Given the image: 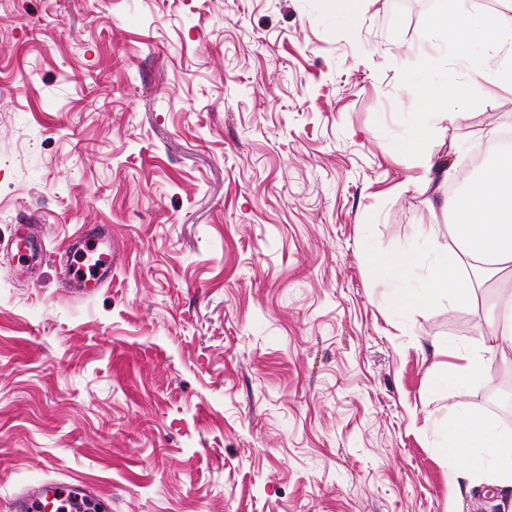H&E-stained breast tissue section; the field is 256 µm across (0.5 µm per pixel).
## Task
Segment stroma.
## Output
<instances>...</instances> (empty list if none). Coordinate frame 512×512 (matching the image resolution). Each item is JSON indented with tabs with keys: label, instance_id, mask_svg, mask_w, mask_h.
<instances>
[{
	"label": "stroma",
	"instance_id": "35a3bbf8",
	"mask_svg": "<svg viewBox=\"0 0 512 512\" xmlns=\"http://www.w3.org/2000/svg\"><path fill=\"white\" fill-rule=\"evenodd\" d=\"M433 5L0 0V512L75 478L112 512H512L456 494L446 450L461 412L512 434V352L434 367L491 344L512 270L460 309L398 301L456 250L407 147L419 86L470 77L428 67ZM487 94L438 132L449 184L512 131ZM85 235L112 254L89 294ZM418 260L417 253L404 252L393 262L374 260L371 266V271L375 278L384 280L396 270L415 268L418 264Z\"/></svg>",
	"mask_w": 512,
	"mask_h": 512
}]
</instances>
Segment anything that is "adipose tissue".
Segmentation results:
<instances>
[{"label": "adipose tissue", "mask_w": 512, "mask_h": 512, "mask_svg": "<svg viewBox=\"0 0 512 512\" xmlns=\"http://www.w3.org/2000/svg\"><path fill=\"white\" fill-rule=\"evenodd\" d=\"M428 25L438 32L441 52L453 55L455 62L471 71L474 83L428 85L421 97L427 103L419 113L409 148L428 178L447 179L448 172L434 163L428 146L434 124L448 118L449 106L485 105L476 84H494L512 75V15L482 11L473 0H439ZM481 32L486 54L473 61L463 47L472 32ZM443 208L451 217L449 229L457 243L459 257L437 264L422 288L402 295L401 303L425 305L443 297L449 309L466 306L473 295L474 280L468 264L489 272L512 265V154L483 169L459 194L444 196ZM493 344L462 354L455 372L466 381L488 373L493 360L512 350V295L498 309L492 330ZM448 451L457 458L460 469L452 476L456 487L472 489L481 485L512 489V436L498 433L485 418L461 414L448 427Z\"/></svg>", "instance_id": "adipose-tissue-1"}]
</instances>
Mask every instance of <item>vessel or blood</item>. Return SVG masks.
Segmentation results:
<instances>
[{"instance_id":"b4317fda","label":"vessel or blood","mask_w":512,"mask_h":512,"mask_svg":"<svg viewBox=\"0 0 512 512\" xmlns=\"http://www.w3.org/2000/svg\"><path fill=\"white\" fill-rule=\"evenodd\" d=\"M78 497L90 504L93 512H112V501L96 486L84 481H39L24 487L13 501V512H53L55 500Z\"/></svg>"}]
</instances>
